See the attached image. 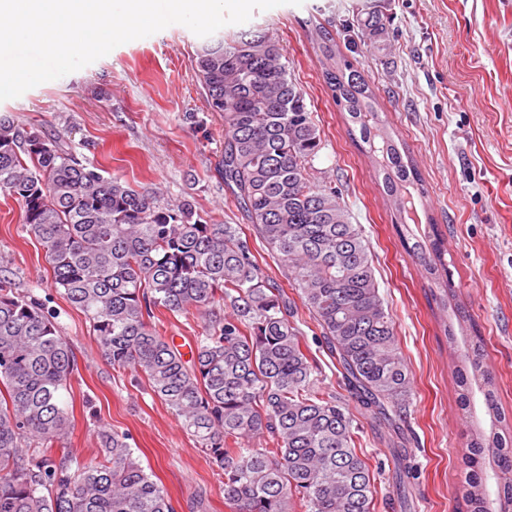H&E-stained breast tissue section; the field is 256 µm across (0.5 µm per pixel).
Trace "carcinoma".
<instances>
[{
  "label": "carcinoma",
  "mask_w": 512,
  "mask_h": 512,
  "mask_svg": "<svg viewBox=\"0 0 512 512\" xmlns=\"http://www.w3.org/2000/svg\"><path fill=\"white\" fill-rule=\"evenodd\" d=\"M319 49L333 61L325 83L367 145L407 250L448 311L453 347L467 315L441 240L432 218L423 232L405 222L411 205L426 210L418 172L333 39L322 37ZM194 66L209 111L224 122V191L249 224H208L190 201L163 203L105 177L61 138L8 116H0V194L21 203L25 231L43 247L63 297L88 315L106 359L143 378L218 469L227 512H374L355 416L320 386L286 291L321 328L364 417L389 426L401 419L410 379L362 226L336 188L311 177L321 135L273 37L207 40ZM252 237L282 281L265 275ZM161 310L208 321L190 358L152 324ZM76 370L57 316L1 275L0 512H174L127 435L101 430L98 461L69 448L62 394ZM457 386L467 413L478 387L490 419L487 429L468 421V512H512V419L478 341L463 354Z\"/></svg>",
  "instance_id": "cac0c4a2"
}]
</instances>
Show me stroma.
<instances>
[{
	"label": "stroma",
	"instance_id": "obj_1",
	"mask_svg": "<svg viewBox=\"0 0 512 512\" xmlns=\"http://www.w3.org/2000/svg\"><path fill=\"white\" fill-rule=\"evenodd\" d=\"M322 27L411 152L444 238L451 284L485 342L500 403L512 412V0H304L253 11L246 23L221 29L227 37L262 31L282 47L321 131L314 176L336 187L352 223L362 226L395 321L411 381L399 429L407 474L397 478L387 438L359 420L357 451L375 475V512H467L465 422L446 316L428 300L429 283L402 246L373 167L326 87L317 49ZM202 42L186 26H168L0 102V115L62 138L140 192L192 200L207 223H242L217 172L224 123L207 110L196 78L193 56ZM0 268L56 312L74 349L76 454L97 456L100 426L128 434L175 512H226L215 467L133 373L105 359L88 318L56 290L19 203L1 195ZM296 317L326 392L338 394L341 373L319 327L304 307Z\"/></svg>",
	"mask_w": 512,
	"mask_h": 512
}]
</instances>
